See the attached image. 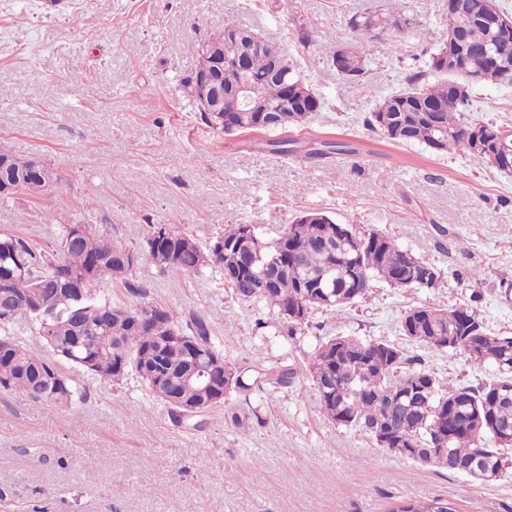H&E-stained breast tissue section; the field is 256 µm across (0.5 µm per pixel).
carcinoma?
I'll return each mask as SVG.
<instances>
[{
	"instance_id": "obj_1",
	"label": "carcinoma",
	"mask_w": 512,
	"mask_h": 512,
	"mask_svg": "<svg viewBox=\"0 0 512 512\" xmlns=\"http://www.w3.org/2000/svg\"><path fill=\"white\" fill-rule=\"evenodd\" d=\"M502 8L496 0H465L463 11L450 23L463 35L464 51L457 68L448 69L447 45L430 56L428 69L407 74L401 86L378 100L366 118L371 130L397 144H420L441 153L465 150L479 166L491 167L482 150L474 148L470 133L479 132L491 148L502 142L512 145V126L464 119L472 102L474 76L482 84L512 86V56L499 55V32L488 25ZM410 25V18L397 3L382 13L367 10L349 20L352 34L349 49L328 50L331 61L343 53L340 75L353 82L365 74L364 59L356 45L382 41L379 31L399 32ZM238 35L240 46L249 52L250 78L272 107L288 104V111L274 112L277 123L255 126V112H226L220 131L227 135L261 130L276 133L299 128L323 108V101L297 74L288 55L270 40L224 21V30L205 39L222 45L227 37ZM386 118V124L377 122ZM294 140H267L263 147L288 155ZM354 148L345 142L322 141L308 155L312 158L346 156ZM0 157L15 162L12 173L16 193L51 203L54 187L44 186L31 170L33 164L60 177L39 157H20L0 147ZM86 231L69 250H62L70 225H60L54 244L39 248L12 235H0V270L24 266L10 279L0 277V300L13 301L9 316L0 318L5 328L0 338L8 344L0 349V391L27 394L33 400L60 405L71 402L73 391L55 364L39 352L25 348L10 337L6 327L27 319L25 300L33 293L50 299L38 324L40 336L52 354L107 381H118L129 371L137 373L149 390L169 409L173 420L181 421L178 407L170 400L167 382L148 375L149 365L159 364L176 376L194 362L199 348L220 361L215 373L229 368L224 356L211 341L208 318L188 314L181 326L169 310L143 302L127 307L103 300L97 293L99 282L108 277L133 293L129 280L135 268L118 256L128 248L96 234L93 225L78 220ZM252 224H234L224 229L205 249L190 234L163 224L144 229V250L160 271L190 273L206 266L224 269V282L239 299H259L278 310L285 330L293 337L314 310L338 313L367 297L376 279L394 288H437L441 271L401 248L390 236L379 231L359 233L350 224H338L330 217L303 218L283 227L271 239L253 234ZM76 279L83 294L66 289L62 277ZM83 312L84 325L98 336L90 349L79 346L66 324L75 311ZM158 313L177 336L165 339L137 319L139 312ZM401 332L429 348L460 352L478 364L494 369L495 378L477 387L450 386L432 372L416 367L419 359L393 343L366 340L357 336H336L323 343L308 363L317 387L322 413L330 420L368 434L391 453L422 465L462 474L485 485L500 480L512 468L503 450L512 445L498 438L499 432L512 435V336L491 334L476 308L415 306L401 320ZM228 392L247 393L267 385L286 387L293 382L294 370L286 365L266 367L258 361L237 368ZM456 512L448 500H407L391 512Z\"/></svg>"
}]
</instances>
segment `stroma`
I'll list each match as a JSON object with an SVG mask.
<instances>
[{
    "mask_svg": "<svg viewBox=\"0 0 512 512\" xmlns=\"http://www.w3.org/2000/svg\"><path fill=\"white\" fill-rule=\"evenodd\" d=\"M389 2L0 0V71L9 75L0 143L41 157L61 177L50 210L26 195L0 200V232L43 248L59 225L85 217L135 250L148 224L179 227L205 247L232 224L270 238L318 210L387 234L443 273L433 290L374 281L367 300L338 314L312 311L288 338L265 302L234 295L222 268L162 273L141 258L131 279L142 295L108 280L99 294L125 306L156 302L180 318L205 314L226 363L287 365L293 384L231 393L177 424L135 372L110 382L61 364L69 406L0 392V512H390L434 498L457 512H512V474L476 486L378 448L322 414L307 370L318 346L343 335L398 344L446 383L487 382L491 368L400 331L410 307H454L475 291L487 328L512 334V175L462 150L393 143L364 123L405 73L427 69L448 32L447 0H401L411 23L385 43L360 46L361 82L344 79L326 54L349 42L352 16ZM228 18L285 50L324 102L289 130L291 155L254 148L264 133L207 127L186 93L201 41ZM472 98L477 120L512 125V87L477 85ZM326 140L355 153L307 157Z\"/></svg>",
    "mask_w": 512,
    "mask_h": 512,
    "instance_id": "1",
    "label": "stroma"
}]
</instances>
